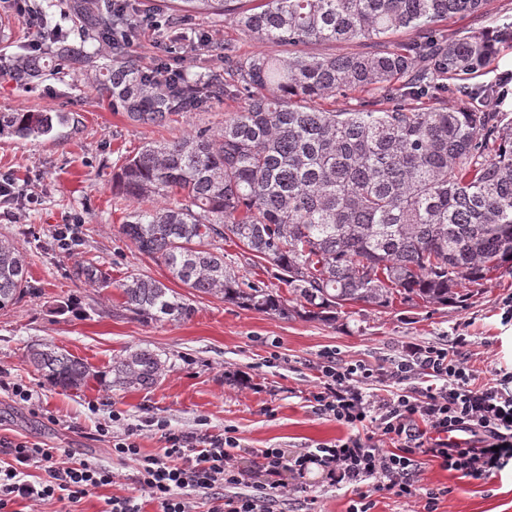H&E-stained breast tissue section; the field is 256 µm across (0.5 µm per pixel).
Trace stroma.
Returning <instances> with one entry per match:
<instances>
[{
    "label": "stroma",
    "instance_id": "obj_1",
    "mask_svg": "<svg viewBox=\"0 0 512 512\" xmlns=\"http://www.w3.org/2000/svg\"><path fill=\"white\" fill-rule=\"evenodd\" d=\"M0 59L31 52L34 33L6 0H0ZM192 26L212 44H231L240 57L258 53L287 56L288 46L263 42L218 15L194 18ZM176 28L139 27L132 50L144 63H167L191 76L206 74L214 56L208 48L173 50ZM65 112L70 122L37 141L0 137V174L12 175L19 202L0 206V236L12 240L29 262L32 291L13 308L0 311V436L68 448L76 456L111 466L118 484L82 500L79 512H102L105 498L132 486L137 465L112 458L97 429L121 414L138 424L150 417L174 430L211 433L233 427L250 448H285L298 454L348 436L347 427L313 413L309 394L325 354L341 363L392 366L413 348L452 345L469 337L463 354L484 377L512 367V273L505 271L448 306L391 309L351 307L336 320L283 319L202 294H191L195 309L185 321H144L125 310L116 284L127 272L163 280L164 267L140 254L120 234V213L112 208V169L147 142L200 127H215L231 103L179 117L171 129L128 120L101 100L89 84L46 73L23 87L0 78V112ZM32 194L36 203H25ZM74 224L84 244L73 253L51 249L57 225ZM96 260L111 282L93 289L71 276L84 259ZM48 342L83 359L93 369H108L127 349L144 347L164 354L168 370L148 389H104L92 383L81 390L47 384L29 365L30 345ZM37 392L36 404L16 400L13 383ZM416 478L425 487L448 488L437 512H512V464L485 481L422 460ZM287 495L277 497L275 512H304L316 499L320 512H346L351 497L326 472L310 468L304 477L284 474Z\"/></svg>",
    "mask_w": 512,
    "mask_h": 512
}]
</instances>
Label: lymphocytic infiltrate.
I'll return each mask as SVG.
<instances>
[{
  "mask_svg": "<svg viewBox=\"0 0 512 512\" xmlns=\"http://www.w3.org/2000/svg\"><path fill=\"white\" fill-rule=\"evenodd\" d=\"M468 344L458 337L456 348L415 349L411 360L386 369L366 364H339L327 357L310 396L317 413L351 428V435L299 454L283 448H265L261 464L242 469L234 455L241 443L234 428L218 435L184 434L166 421L129 424L114 431L100 425L113 456L135 461L137 490L106 498L104 512H143L142 500L155 502L159 512H273L277 493L283 492V473L304 475L318 465L338 480L351 484L354 498L348 512H371L360 483L372 480L375 491H386L407 501L423 500L424 512H435L436 489H421L415 476L420 457H428L441 469L472 480H483L512 460V371H496L483 379L461 358L459 348ZM428 383L408 387L410 379ZM396 383V390L380 394L375 384ZM370 435H361V428ZM159 434L163 448L142 454L143 430ZM0 512H14L19 502L40 504L56 500L77 505L101 487L115 484L114 471L76 458L67 448L0 437ZM41 479L29 477L31 469ZM246 491H239V484ZM234 495H225L226 487Z\"/></svg>",
  "mask_w": 512,
  "mask_h": 512,
  "instance_id": "obj_1",
  "label": "lymphocytic infiltrate"
}]
</instances>
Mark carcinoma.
Wrapping results in <instances>:
<instances>
[{"label":"carcinoma","mask_w":512,"mask_h":512,"mask_svg":"<svg viewBox=\"0 0 512 512\" xmlns=\"http://www.w3.org/2000/svg\"><path fill=\"white\" fill-rule=\"evenodd\" d=\"M490 0H177L154 7L164 20L226 14L262 41L306 45L370 42L377 49L240 61L215 53L206 76L148 66L133 54L137 25L128 0H65L63 35L48 22L54 0L30 5L29 26L44 51L3 66L18 83L47 65L81 78L112 110L140 124L216 101H239L217 129L199 128L142 146L112 172L120 234L163 266L169 279L203 295L282 318L336 319L356 304L455 303L460 290L512 271V114L499 80L468 83L485 70L489 31L440 27L454 16L478 19ZM416 36L395 42L391 36ZM107 43L106 61L85 49ZM375 91L358 109L307 105L350 91ZM70 117L63 112H0V137L39 139ZM240 248L224 260V243ZM269 270L288 295L253 275ZM73 277L112 283L88 259ZM124 307L145 321H181L190 298L161 280L131 272L117 285ZM25 256L0 238V310L30 294ZM27 360L62 390L90 380L108 388H149L167 364L134 348L106 372L49 343Z\"/></svg>","instance_id":"carcinoma-1"}]
</instances>
